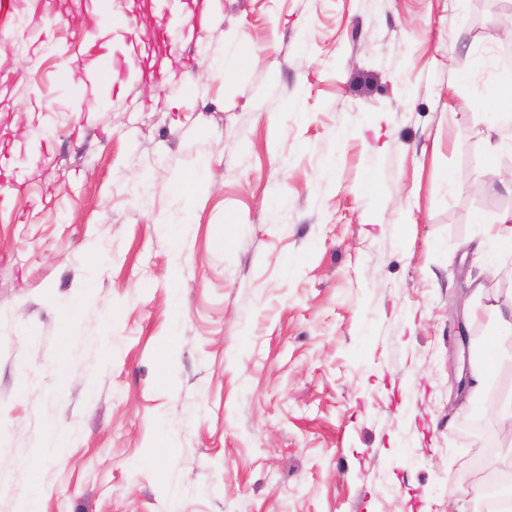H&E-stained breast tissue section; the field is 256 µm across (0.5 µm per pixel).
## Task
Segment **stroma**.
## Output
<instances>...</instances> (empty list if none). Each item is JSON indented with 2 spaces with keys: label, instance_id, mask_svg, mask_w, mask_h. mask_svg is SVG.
Masks as SVG:
<instances>
[{
  "label": "stroma",
  "instance_id": "1",
  "mask_svg": "<svg viewBox=\"0 0 512 512\" xmlns=\"http://www.w3.org/2000/svg\"><path fill=\"white\" fill-rule=\"evenodd\" d=\"M133 7L0 18V512H477L512 0H215L142 44L180 18ZM491 97L500 110V112H507L503 114H511L512 111V79L507 76L498 81L491 90Z\"/></svg>",
  "mask_w": 512,
  "mask_h": 512
}]
</instances>
